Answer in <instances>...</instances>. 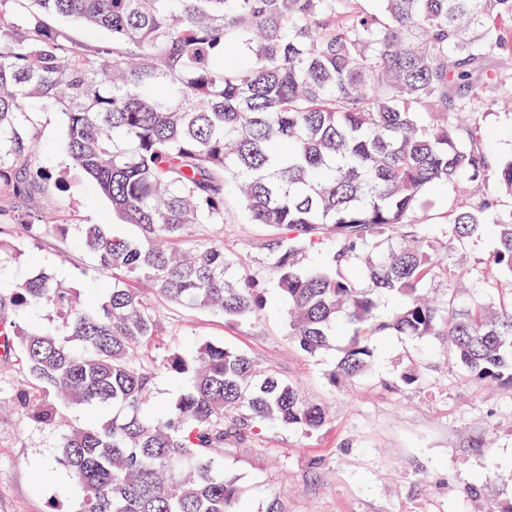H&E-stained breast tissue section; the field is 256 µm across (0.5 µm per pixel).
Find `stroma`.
<instances>
[{"instance_id":"obj_1","label":"stroma","mask_w":512,"mask_h":512,"mask_svg":"<svg viewBox=\"0 0 512 512\" xmlns=\"http://www.w3.org/2000/svg\"><path fill=\"white\" fill-rule=\"evenodd\" d=\"M38 164L56 183L51 206L63 224L112 222L114 233L134 236V225L113 221L109 201L69 166L62 150L64 117L38 102ZM494 153L512 152V112L487 105L476 119ZM241 273L262 277L274 233L263 224H217ZM93 258L77 238L59 248L53 237L0 239V289L45 269L74 288L81 300L97 295ZM266 306L231 324L223 317L175 306L150 295L161 334L149 351L159 358L192 342L212 340L247 354L255 364L297 383L322 404L327 424L315 433L260 423L246 441L224 444V471L245 490L244 512H512V384L466 379L447 353L448 342L378 336L372 371L352 383L331 385L328 375L345 344L337 336L315 354L288 336L287 306L267 282ZM417 370L416 386L400 375ZM32 383L22 364L0 372V512H74L79 491L55 459L58 431L34 424L18 390Z\"/></svg>"}]
</instances>
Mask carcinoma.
<instances>
[{
	"label": "carcinoma",
	"mask_w": 512,
	"mask_h": 512,
	"mask_svg": "<svg viewBox=\"0 0 512 512\" xmlns=\"http://www.w3.org/2000/svg\"><path fill=\"white\" fill-rule=\"evenodd\" d=\"M365 2L0 0V233L69 237L54 210L17 206L49 194L51 179L34 175L35 101L60 109L70 164L140 230L81 225L103 284L93 305L45 271L0 291L8 350L40 388L19 396L30 419L54 428L61 404L98 415L60 435L56 462L81 490L79 512H240L224 441L258 422H327L297 384L222 344L147 355L160 325L146 289L227 322L265 308L264 281L237 276L204 224L242 214L276 230L267 270L288 336L315 354L337 325L349 331L331 385L366 374L386 333L444 336L469 378L512 382V296L486 302L479 274L454 268L451 279L475 282L471 299L453 287L424 298L447 251L415 220L433 189L463 185L450 238H497L488 269L512 279V205L480 190L492 176L512 197V156L490 152L469 119L508 84L487 62L512 57V0ZM55 17L111 42L80 40ZM327 241L322 263L299 266ZM390 296L404 304L383 317ZM21 306L57 313L65 333L9 321ZM160 371L190 386L153 406Z\"/></svg>",
	"instance_id": "1"
}]
</instances>
